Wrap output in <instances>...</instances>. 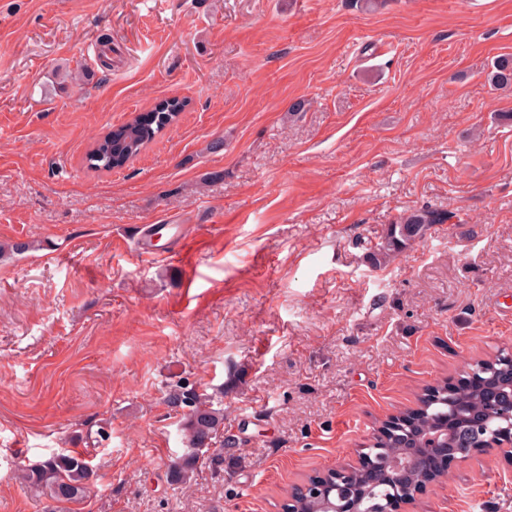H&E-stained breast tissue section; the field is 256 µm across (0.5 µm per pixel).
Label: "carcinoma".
Listing matches in <instances>:
<instances>
[{"instance_id":"1","label":"carcinoma","mask_w":512,"mask_h":512,"mask_svg":"<svg viewBox=\"0 0 512 512\" xmlns=\"http://www.w3.org/2000/svg\"><path fill=\"white\" fill-rule=\"evenodd\" d=\"M489 82L495 89L512 87V55H500L491 63ZM184 102L172 99L160 101L152 111L138 114L95 141L86 160L96 169H121L167 126L173 123ZM453 217L447 210L432 207L413 209L390 224L381 242L373 251L374 264L381 266L401 253L434 224H445ZM457 382L442 380L426 389L419 397L420 410L408 417V427L403 432L379 431L369 445L364 457L373 460L380 472L390 470L394 463L401 466L397 479L386 484L374 485L369 474L361 469L352 474L348 492L355 501L357 512H375L379 505L395 498V494L412 491L420 478L419 461L406 454L402 445L409 444L440 424L447 428L441 434L440 444L453 447L471 429V424L481 421L492 428L497 425L505 410L488 403L482 392L462 386ZM167 405L182 412V454L169 466L170 480L185 484L194 474L201 457L209 456L217 468L224 466V449L210 455L208 451L215 439L224 433V401L197 388L186 393L182 385L175 384L166 395ZM93 469L82 452L61 451L44 460L20 469L25 483L40 489L55 503L48 512H62L63 505L78 503L89 493ZM330 502L324 496H307L294 502L299 512H330Z\"/></svg>"}]
</instances>
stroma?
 Returning <instances> with one entry per match:
<instances>
[{"mask_svg": "<svg viewBox=\"0 0 512 512\" xmlns=\"http://www.w3.org/2000/svg\"><path fill=\"white\" fill-rule=\"evenodd\" d=\"M501 54L512 0H0V512H45L15 470L63 448L94 468L73 512H285L427 387L512 354ZM168 98L187 106L138 156L88 168ZM425 206L452 217L373 266ZM179 380L223 392L234 441L187 486ZM397 512H512V464L453 459ZM489 82L493 89L512 87V55H500L491 63Z\"/></svg>", "mask_w": 512, "mask_h": 512, "instance_id": "stroma-1", "label": "stroma"}]
</instances>
